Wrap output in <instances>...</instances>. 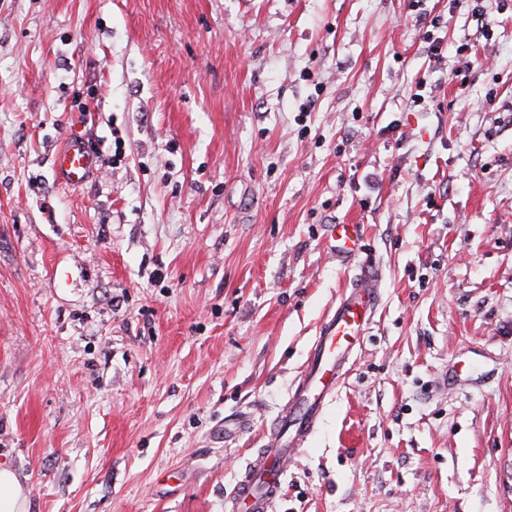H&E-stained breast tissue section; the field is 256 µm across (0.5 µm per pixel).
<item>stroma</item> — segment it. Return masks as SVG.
<instances>
[{
	"label": "stroma",
	"mask_w": 512,
	"mask_h": 512,
	"mask_svg": "<svg viewBox=\"0 0 512 512\" xmlns=\"http://www.w3.org/2000/svg\"><path fill=\"white\" fill-rule=\"evenodd\" d=\"M363 259L380 305L270 512H512V0H0L29 512H226ZM99 160L77 131L54 156V172L65 183L80 186L93 175ZM359 240V225L336 224L328 240L327 249L337 257L347 258L355 253Z\"/></svg>",
	"instance_id": "1"
}]
</instances>
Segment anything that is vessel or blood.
<instances>
[{
	"label": "vessel or blood",
	"instance_id": "b4317fda",
	"mask_svg": "<svg viewBox=\"0 0 512 512\" xmlns=\"http://www.w3.org/2000/svg\"><path fill=\"white\" fill-rule=\"evenodd\" d=\"M99 160L78 133L54 156V171L65 183L80 186L93 175ZM360 240L356 224H338L328 250L346 258ZM379 275L362 266L354 282L339 295L312 344L306 365L268 429L269 444L246 464L230 499L231 512H269L281 493L290 463L318 428L326 403L339 389L358 345L380 303Z\"/></svg>",
	"mask_w": 512,
	"mask_h": 512
}]
</instances>
